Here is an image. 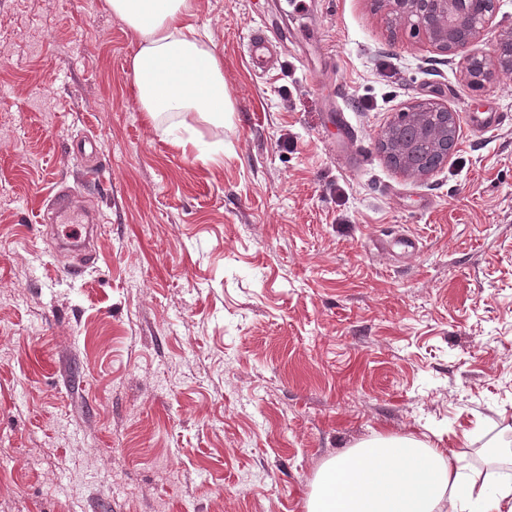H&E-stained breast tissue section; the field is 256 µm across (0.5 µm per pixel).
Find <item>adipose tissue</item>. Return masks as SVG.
Masks as SVG:
<instances>
[{"label": "adipose tissue", "mask_w": 512, "mask_h": 512, "mask_svg": "<svg viewBox=\"0 0 512 512\" xmlns=\"http://www.w3.org/2000/svg\"><path fill=\"white\" fill-rule=\"evenodd\" d=\"M135 41L128 61L140 109L154 128L194 113L220 126L233 102L224 61L191 20L197 0H107ZM512 512V479L486 490L452 448L413 436L364 441L318 470L307 512Z\"/></svg>", "instance_id": "adipose-tissue-1"}]
</instances>
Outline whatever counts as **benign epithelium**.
<instances>
[{"label":"benign epithelium","mask_w":512,"mask_h":512,"mask_svg":"<svg viewBox=\"0 0 512 512\" xmlns=\"http://www.w3.org/2000/svg\"><path fill=\"white\" fill-rule=\"evenodd\" d=\"M391 22L423 31L437 49L459 56L465 78L474 88L490 83L498 70L512 71V29L498 30L492 53L471 47L488 31L496 0H381ZM459 122L456 111L434 101L419 100L400 113L380 141L391 166L401 174L424 177L448 163L455 148Z\"/></svg>","instance_id":"benign-epithelium-1"}]
</instances>
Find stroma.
<instances>
[{
	"mask_svg": "<svg viewBox=\"0 0 512 512\" xmlns=\"http://www.w3.org/2000/svg\"><path fill=\"white\" fill-rule=\"evenodd\" d=\"M272 12L291 37L260 77L246 37ZM194 23L234 110L163 133L106 0H0V512H306L321 465L376 436L462 449L496 486L512 73L473 89L375 0H198ZM423 98L459 136L412 179L378 141ZM80 137L105 171L83 265L36 212ZM402 234L417 255H383Z\"/></svg>",
	"mask_w": 512,
	"mask_h": 512,
	"instance_id": "stroma-1",
	"label": "stroma"
}]
</instances>
